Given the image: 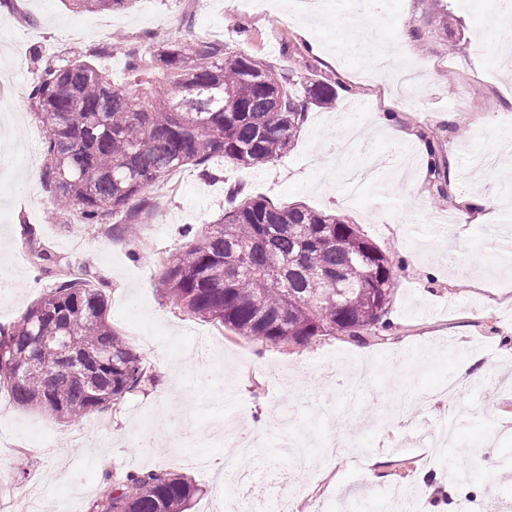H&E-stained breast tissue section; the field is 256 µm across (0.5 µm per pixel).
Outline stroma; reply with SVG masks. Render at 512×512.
Segmentation results:
<instances>
[{"label": "stroma", "mask_w": 512, "mask_h": 512, "mask_svg": "<svg viewBox=\"0 0 512 512\" xmlns=\"http://www.w3.org/2000/svg\"><path fill=\"white\" fill-rule=\"evenodd\" d=\"M491 15L492 0H392L382 15L342 0L316 32L321 48L313 52L298 20L247 0H135L125 10L94 12L73 11L67 0L0 6V88L11 95L0 109L8 137L0 152V276L11 283L0 324L19 321L59 279L92 267L93 280L105 285L108 322L157 378L120 407L67 423L0 392V433L13 438L12 447L0 445V499L11 500L9 512H58L64 500L73 512H88L106 475L143 470L187 475L200 489L189 512H212L224 499V484L196 460L223 461L226 449L215 433L228 413L240 433L255 434L258 464L284 476L275 487L258 483L256 497L293 492L294 512L320 505L350 512L359 499L383 496L390 486L416 490L425 482L433 512H512V391L497 386L512 372V269L494 266L498 245L485 234L512 215V182L498 169L471 167L474 152L512 129V76L499 67L512 58V23H492ZM351 28L369 37L362 51L336 58V43ZM171 41L190 49L221 44L262 58L279 74L330 79L338 98L332 108L310 106L291 150L261 169L229 165L223 179L206 181L186 166L148 187L134 243L116 230L124 214L83 223L47 184L31 60L37 53L78 57L125 82L129 75L113 47L141 52ZM359 104L361 134L385 165L378 182L349 203L334 143L338 118ZM378 112L412 134L409 163L393 160L388 132L374 125ZM435 161L449 173L444 199L436 191ZM233 189L241 203L262 198L337 215L386 250L396 268L387 329L362 342L336 334L305 347L266 346L180 311L160 286L163 258L185 245L183 228H204L228 211ZM452 245L473 269L462 281L448 268ZM41 249L51 256L42 269L32 257ZM361 352L376 370L360 406L349 412L337 400L334 371L356 367ZM475 356L488 365L483 377L491 394L481 412L459 419L455 444L426 459L412 432L437 425L450 405L440 397L428 408L413 404L410 421L398 424L389 416L394 395L403 386L426 392ZM276 366L294 370L295 382L272 377ZM311 394L327 398L330 412L303 423L310 462L300 468L279 452V421L283 410L300 411ZM170 412L176 418L157 430L158 451H142L144 423ZM331 435L347 444L327 463L320 445ZM103 452L110 456L104 470L96 463ZM368 457L382 479L369 480ZM489 459L499 476L487 472ZM452 460L462 481L445 474Z\"/></svg>", "instance_id": "stroma-1"}]
</instances>
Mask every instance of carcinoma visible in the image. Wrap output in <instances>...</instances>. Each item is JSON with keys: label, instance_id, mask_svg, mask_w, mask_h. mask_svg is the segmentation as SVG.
<instances>
[{"label": "carcinoma", "instance_id": "1", "mask_svg": "<svg viewBox=\"0 0 512 512\" xmlns=\"http://www.w3.org/2000/svg\"><path fill=\"white\" fill-rule=\"evenodd\" d=\"M114 10L132 0H68ZM134 85L83 59L37 67L31 89L46 131L44 168L60 201L87 224L124 208L145 187L185 166L209 180L214 158L258 168L288 152L308 105L332 106L336 86L297 90L254 55L172 44L125 55ZM165 292L186 312L262 344L307 346L336 332L376 329L394 266L355 225L264 199L235 205L184 250L166 258ZM59 281L16 324L0 326V389L13 402L78 420L118 406L155 377L106 318L86 276ZM182 474L146 470L105 483L90 512H186L198 495Z\"/></svg>", "mask_w": 512, "mask_h": 512}]
</instances>
